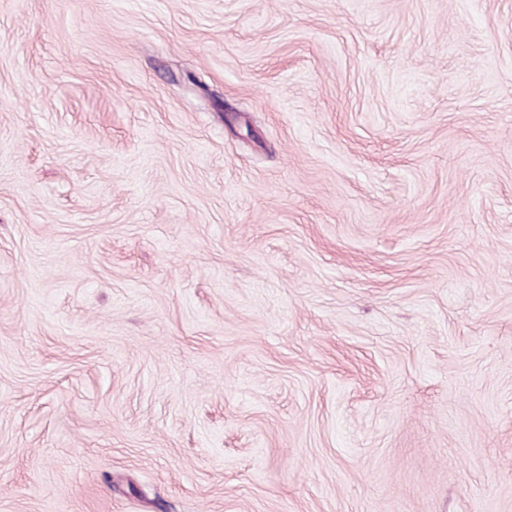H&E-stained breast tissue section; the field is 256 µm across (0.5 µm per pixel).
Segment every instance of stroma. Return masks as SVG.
Returning <instances> with one entry per match:
<instances>
[{
  "mask_svg": "<svg viewBox=\"0 0 512 512\" xmlns=\"http://www.w3.org/2000/svg\"><path fill=\"white\" fill-rule=\"evenodd\" d=\"M0 512H512V0H0Z\"/></svg>",
  "mask_w": 512,
  "mask_h": 512,
  "instance_id": "35a3bbf8",
  "label": "stroma"
}]
</instances>
